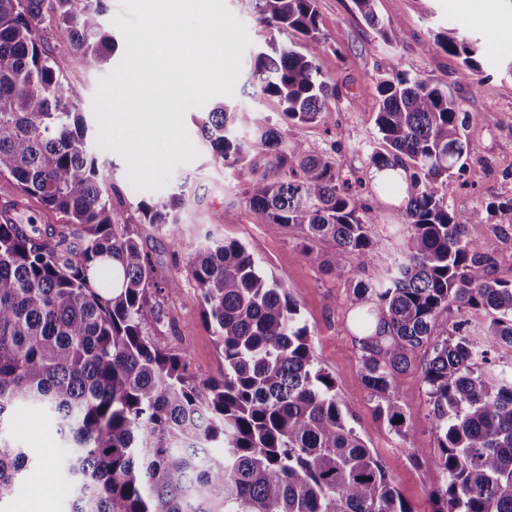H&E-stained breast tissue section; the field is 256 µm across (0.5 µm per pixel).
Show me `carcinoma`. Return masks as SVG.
Returning <instances> with one entry per match:
<instances>
[{
    "instance_id": "obj_1",
    "label": "carcinoma",
    "mask_w": 512,
    "mask_h": 512,
    "mask_svg": "<svg viewBox=\"0 0 512 512\" xmlns=\"http://www.w3.org/2000/svg\"><path fill=\"white\" fill-rule=\"evenodd\" d=\"M102 0H0V175L13 178L70 226L55 234L0 220V506L40 466L7 433L21 405L49 416L67 445L69 512H411L381 461L343 414L336 380L316 363L308 327L283 285L267 278L236 239L199 241L192 275L202 317L224 359L220 374L195 382L187 359L146 334L160 309L150 258L98 180L99 153L55 61L38 37L69 34L79 63L108 58ZM259 23L304 40L270 38L251 61L261 95L282 115L313 123L339 98L319 61L328 42L316 0H252ZM365 23L393 47L405 36L377 0H353ZM462 54L468 79L476 48L454 29L437 39ZM376 146L368 163L384 189L403 196L408 235L385 275L353 290L361 313L363 379L375 414L403 438L399 376L409 355L432 342L423 379L434 422L442 484L434 512H512V375L486 374L488 348L512 345V281L491 277L499 229L468 236L479 214L448 206L447 184L472 151L466 115L448 83L393 66L376 81ZM203 133L214 159L247 168L246 208L273 231L336 244L335 265L372 261L378 246L361 218L378 210L339 178L337 159L311 144L285 148L258 110L217 106ZM184 191L141 201L150 224H166ZM491 316L487 347L454 335L439 318L451 309ZM212 448L223 453L214 456Z\"/></svg>"
}]
</instances>
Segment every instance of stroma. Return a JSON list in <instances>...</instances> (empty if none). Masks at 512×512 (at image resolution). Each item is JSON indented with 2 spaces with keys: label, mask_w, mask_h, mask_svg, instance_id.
<instances>
[{
  "label": "stroma",
  "mask_w": 512,
  "mask_h": 512,
  "mask_svg": "<svg viewBox=\"0 0 512 512\" xmlns=\"http://www.w3.org/2000/svg\"><path fill=\"white\" fill-rule=\"evenodd\" d=\"M102 4L100 23L114 39L115 49L97 68L89 70L78 63L63 31L51 27L40 33L94 140L100 134L95 107L98 85L120 65L126 52L124 36L114 23L124 11L122 0H102ZM225 4L244 24L251 48L242 55L233 94L212 95L186 110L183 124L195 156L176 164L162 186L140 188L132 182L128 161L121 153L109 149L102 154L98 179L110 190L114 208L131 224L158 276L179 283L174 292L149 289L150 300L162 316L160 321L148 323L147 332L161 350L186 356L195 380H207L222 370L224 361L201 317L200 290L190 274L191 250L194 242L209 232L238 239L263 271L288 288L296 300L310 332L315 359L335 378L350 426L381 460L412 512H433L432 491L441 484L442 475L436 468L439 449L423 380L431 347L418 348L400 377L399 400L405 426L413 435L408 442L374 414L376 402L363 381V351L353 329L354 287L384 275L399 257L406 233L400 198L383 194L367 159L366 148L376 138V80L395 65L412 76L447 81L467 115L465 135L473 146L463 170L448 179V203L460 213H479L480 223L468 227L471 238L491 237L496 226L508 229V237L496 242L493 276L512 281V0H378L380 16L406 35L405 44L395 49L376 37L352 0H317L320 28L332 46L321 57L320 66L336 84L340 97L311 124L287 121L276 100L253 95L251 49L268 40L270 33L256 22L250 0H225ZM451 28L482 51L479 68L471 71L466 81L459 78L460 57L435 43L437 35ZM220 104L238 111H262L279 130L285 146L315 144L333 152L341 179L357 184L363 195L382 194L383 208L364 216L371 236L380 243L367 266L352 262L336 268L335 246L330 241L317 243L313 254H306L299 236L284 228L271 231L259 215L242 204L241 194L251 180L249 170L228 169L216 162L203 136L207 111ZM178 190L184 191L185 198L176 225L142 223L141 200ZM3 206L15 207L24 223L50 224L59 231L65 228L60 214L24 194L7 176H0ZM13 437L41 456L48 486L66 481L62 443L43 412L28 407L16 410Z\"/></svg>",
  "instance_id": "stroma-1"
}]
</instances>
